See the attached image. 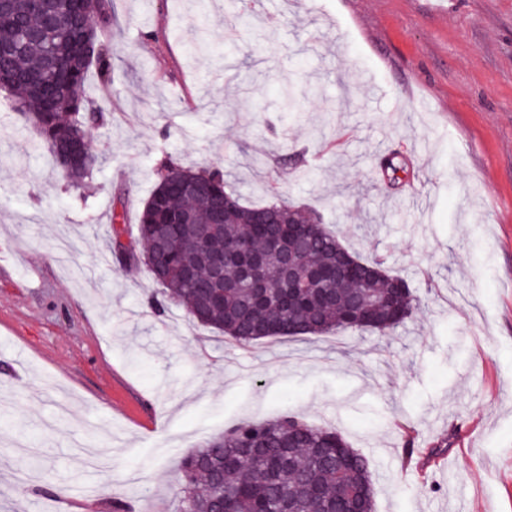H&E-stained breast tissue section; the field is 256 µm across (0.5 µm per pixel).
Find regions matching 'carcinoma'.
I'll return each mask as SVG.
<instances>
[{"label":"carcinoma","instance_id":"1","mask_svg":"<svg viewBox=\"0 0 512 512\" xmlns=\"http://www.w3.org/2000/svg\"><path fill=\"white\" fill-rule=\"evenodd\" d=\"M58 6L57 26L49 28L38 0H12L13 19L0 21V45L11 50L0 58V69L9 78L3 90L36 126L68 184L78 188L92 177L99 156L89 146L77 164L67 166L60 150L88 139L92 124L103 120L104 113L90 107L86 82L94 67L102 87L112 83L110 50L100 41L112 25V14L108 0H100L91 5L95 20L89 25L76 20L74 4ZM381 168L394 181L404 165L389 154ZM158 170L159 179L138 216L135 244L116 248L127 233L124 213L116 210L109 237V250L117 258L164 268L162 277H153L160 286L151 300L156 312L175 304L192 321L242 346L265 338L348 330L387 335L418 313V300L405 278L385 270L382 260L363 259L351 251L316 214L279 198L247 204L226 184L222 171L184 167L169 155L160 158ZM198 178L209 181L214 192L180 191V182ZM263 212L275 213L284 224L313 226L316 240L288 242V257L299 269L320 268V287L336 289L340 299L326 300L311 288L291 306L273 292L261 299L232 265L224 267V285L215 283L211 255L243 241L262 257L269 279H281L283 259L271 242L276 225L256 224ZM158 224L166 225L163 250L155 240ZM363 487L367 495L362 510L375 512L370 462L338 431L287 417L244 420L182 459L174 512H337L345 497Z\"/></svg>","mask_w":512,"mask_h":512}]
</instances>
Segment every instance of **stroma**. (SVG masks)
<instances>
[{
    "mask_svg": "<svg viewBox=\"0 0 512 512\" xmlns=\"http://www.w3.org/2000/svg\"><path fill=\"white\" fill-rule=\"evenodd\" d=\"M99 168L68 186L0 92V488L9 512H167L180 460L241 419L336 429L376 512H512V0H109ZM204 39L207 52H185ZM304 109L281 112L287 86ZM428 100L410 105L402 92ZM169 154L270 188L405 277L395 332L241 346L106 246ZM406 170L392 181L384 156ZM418 449L406 454L407 436Z\"/></svg>",
    "mask_w": 512,
    "mask_h": 512,
    "instance_id": "stroma-1",
    "label": "stroma"
}]
</instances>
